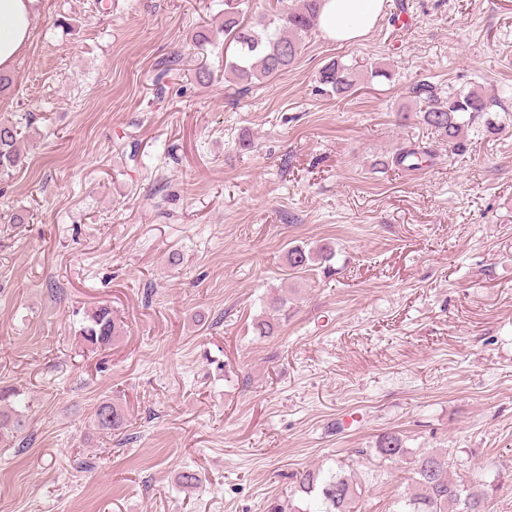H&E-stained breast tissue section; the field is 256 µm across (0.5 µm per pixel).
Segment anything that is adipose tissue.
<instances>
[{"label":"adipose tissue","mask_w":512,"mask_h":512,"mask_svg":"<svg viewBox=\"0 0 512 512\" xmlns=\"http://www.w3.org/2000/svg\"><path fill=\"white\" fill-rule=\"evenodd\" d=\"M384 0H325L319 29L324 37L350 44L367 35L383 14ZM41 0H0V73H9L26 49Z\"/></svg>","instance_id":"ef3b65f1"}]
</instances>
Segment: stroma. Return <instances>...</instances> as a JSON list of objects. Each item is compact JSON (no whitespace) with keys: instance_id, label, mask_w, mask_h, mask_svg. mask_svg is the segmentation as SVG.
I'll return each mask as SVG.
<instances>
[{"instance_id":"obj_1","label":"stroma","mask_w":512,"mask_h":512,"mask_svg":"<svg viewBox=\"0 0 512 512\" xmlns=\"http://www.w3.org/2000/svg\"><path fill=\"white\" fill-rule=\"evenodd\" d=\"M99 1L42 0L0 95L24 155L0 175V388L26 424L0 440V512H268L338 464L355 512H391L413 463L371 455L387 431L512 512V119L458 156L409 96L512 89V0H386L363 40L313 32L246 92L223 39L189 40L224 0ZM334 60L358 75L343 98L319 89ZM401 144L438 157L387 165ZM101 305L121 334L95 349ZM105 400L122 435L94 424ZM332 256L333 248L329 244H322L309 250L292 247L287 253L288 268L296 272L306 271L313 263L329 262ZM120 331L119 325L112 317L111 309L103 305L91 312L88 324L81 328L80 335L86 345L105 348L112 343Z\"/></svg>"}]
</instances>
